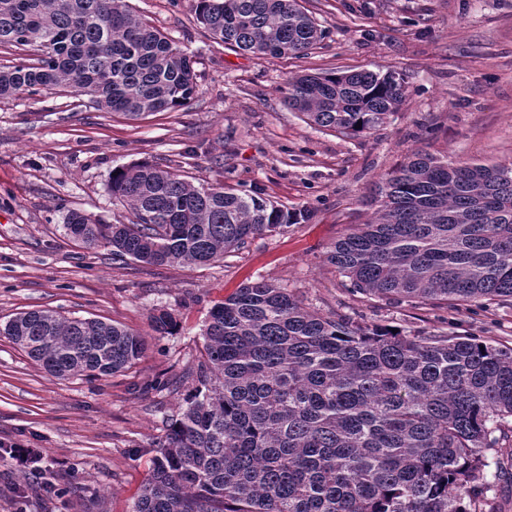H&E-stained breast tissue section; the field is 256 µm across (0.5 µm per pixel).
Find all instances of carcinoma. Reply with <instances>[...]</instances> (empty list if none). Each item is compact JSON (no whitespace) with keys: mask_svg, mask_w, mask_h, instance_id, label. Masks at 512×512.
Listing matches in <instances>:
<instances>
[{"mask_svg":"<svg viewBox=\"0 0 512 512\" xmlns=\"http://www.w3.org/2000/svg\"><path fill=\"white\" fill-rule=\"evenodd\" d=\"M209 34L254 56H301L326 37L300 0H199ZM36 58L0 67V101L58 87L130 119L187 105L193 61L127 0H0V47ZM406 101L396 71L292 77L284 103L348 136ZM362 126H357V122ZM109 191L132 215L100 224L65 215L72 237L112 261H221L248 239L308 218L256 194L197 186L139 162ZM326 260L351 292L410 307L512 302V167L418 150L378 179ZM173 334L168 311L150 317ZM52 376L100 379L132 368L144 336L96 318L28 310L0 324ZM191 386L134 512H500L488 452L512 446V347L444 331L407 335L303 305L249 283L209 312Z\"/></svg>","mask_w":512,"mask_h":512,"instance_id":"obj_1","label":"carcinoma"}]
</instances>
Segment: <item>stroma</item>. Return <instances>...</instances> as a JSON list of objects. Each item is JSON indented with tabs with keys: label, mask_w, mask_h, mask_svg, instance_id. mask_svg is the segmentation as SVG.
Masks as SVG:
<instances>
[{
	"label": "stroma",
	"mask_w": 512,
	"mask_h": 512,
	"mask_svg": "<svg viewBox=\"0 0 512 512\" xmlns=\"http://www.w3.org/2000/svg\"><path fill=\"white\" fill-rule=\"evenodd\" d=\"M128 2L192 56L195 96L139 120L57 88L0 104V323L48 308L123 325L147 349L114 376L59 379L0 335V512H133L182 398L149 381L194 366L212 306L260 279L361 323L512 346L510 305L415 309L354 295L325 260L345 228L369 219L361 201L373 183L415 151L512 167V0H302L327 36L299 57H257L213 39L196 20L197 0ZM329 70L403 73L407 100L370 134L317 130L282 90L293 75ZM144 160L308 218L210 265L113 262L106 247L75 241L63 218L77 209L128 221L108 184L113 170ZM156 309L173 314L174 334L153 335ZM16 443L43 452L41 477L57 495L22 477L7 453Z\"/></svg>",
	"instance_id": "1"
}]
</instances>
